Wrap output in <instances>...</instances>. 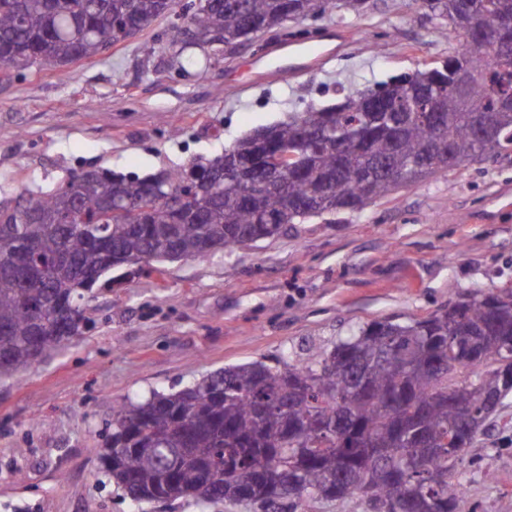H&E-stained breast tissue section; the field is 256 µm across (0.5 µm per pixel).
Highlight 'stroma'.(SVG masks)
<instances>
[{
  "label": "stroma",
  "mask_w": 512,
  "mask_h": 512,
  "mask_svg": "<svg viewBox=\"0 0 512 512\" xmlns=\"http://www.w3.org/2000/svg\"><path fill=\"white\" fill-rule=\"evenodd\" d=\"M170 13L63 68L0 82V198L90 167L183 168L288 112L328 106L445 60L452 45L413 0L288 22L278 34L172 60ZM341 42L324 64L269 71L273 47ZM155 45L144 57L142 43ZM512 291V162L432 176L359 212L286 225L272 240L167 262L95 292L93 326L0 379V512H134L104 474L112 409L220 369L302 358L349 330L422 318L476 291ZM462 512H512V396L460 466Z\"/></svg>",
  "instance_id": "1"
}]
</instances>
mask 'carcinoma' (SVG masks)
Wrapping results in <instances>:
<instances>
[{
	"label": "carcinoma",
	"instance_id": "obj_1",
	"mask_svg": "<svg viewBox=\"0 0 512 512\" xmlns=\"http://www.w3.org/2000/svg\"><path fill=\"white\" fill-rule=\"evenodd\" d=\"M367 0H199L196 43L239 45L289 21ZM453 51L391 81L390 102L345 97L311 106L224 145L187 169L93 168L0 201V379L88 328L87 295L137 259L152 269L278 236L287 224L355 212L421 179L512 160V54L490 32L512 0H415ZM178 0H0V80L47 62L96 56L174 11ZM174 58L188 33L173 26ZM197 172L213 193L187 198ZM257 180L246 193L243 185ZM169 193L164 200L157 192ZM38 247L42 264L29 259ZM454 343L448 344V337ZM512 291L470 294L421 319L373 321L305 360L224 368L190 387L127 399L101 460L143 504L193 498L297 508L358 496L368 512H460L458 468L512 386ZM466 407L468 431L448 440Z\"/></svg>",
	"mask_w": 512,
	"mask_h": 512
}]
</instances>
